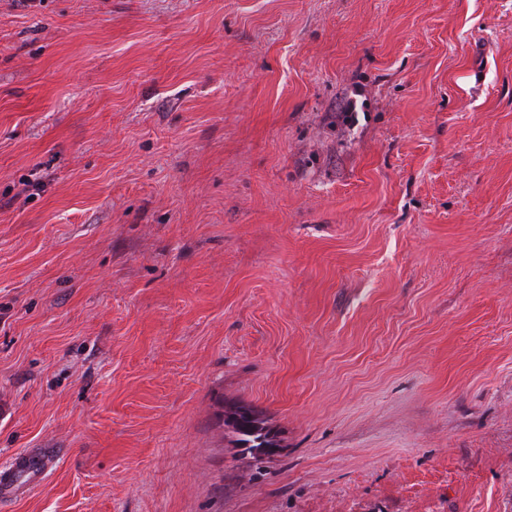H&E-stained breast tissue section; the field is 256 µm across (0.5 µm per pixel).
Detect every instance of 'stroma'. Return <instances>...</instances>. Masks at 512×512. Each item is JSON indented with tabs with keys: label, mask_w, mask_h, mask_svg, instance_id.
Here are the masks:
<instances>
[{
	"label": "stroma",
	"mask_w": 512,
	"mask_h": 512,
	"mask_svg": "<svg viewBox=\"0 0 512 512\" xmlns=\"http://www.w3.org/2000/svg\"><path fill=\"white\" fill-rule=\"evenodd\" d=\"M24 452L0 512H512V0H0ZM224 424L231 427L233 433L238 437L239 443L245 448L251 450L267 448L265 458L278 450L272 430L249 406L236 407L224 420ZM46 469L29 454L17 456L9 468L0 471V489L4 495L12 491L18 480H23L28 491L42 486L46 479Z\"/></svg>",
	"instance_id": "stroma-1"
}]
</instances>
